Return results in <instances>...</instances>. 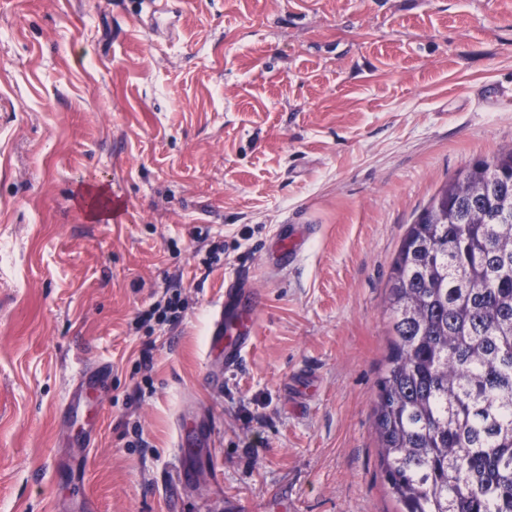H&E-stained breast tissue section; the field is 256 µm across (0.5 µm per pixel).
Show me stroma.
<instances>
[{
    "label": "stroma",
    "mask_w": 512,
    "mask_h": 512,
    "mask_svg": "<svg viewBox=\"0 0 512 512\" xmlns=\"http://www.w3.org/2000/svg\"><path fill=\"white\" fill-rule=\"evenodd\" d=\"M510 147L512 0H0V512H398L393 259ZM283 224L316 232L270 271ZM236 274L264 301L228 370L206 336ZM169 288L181 322L136 327ZM189 417L211 437L181 452ZM108 363L99 361L93 367L80 365L73 377V390L64 408V415L72 418L78 414L87 395L99 391L100 384L107 372Z\"/></svg>",
    "instance_id": "1"
}]
</instances>
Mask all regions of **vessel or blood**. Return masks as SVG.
Returning a JSON list of instances; mask_svg holds the SVG:
<instances>
[{
  "mask_svg": "<svg viewBox=\"0 0 512 512\" xmlns=\"http://www.w3.org/2000/svg\"><path fill=\"white\" fill-rule=\"evenodd\" d=\"M307 226L282 225L267 258L269 266L287 268L297 264L308 240ZM263 296L253 287L249 277L241 275L224 286V300L214 312L210 342L223 350L225 367L237 366L250 348L254 336V318ZM107 362L95 366H79L73 377V390L64 408L74 417L87 395L97 392L107 372Z\"/></svg>",
  "mask_w": 512,
  "mask_h": 512,
  "instance_id": "b4317fda",
  "label": "vessel or blood"
}]
</instances>
